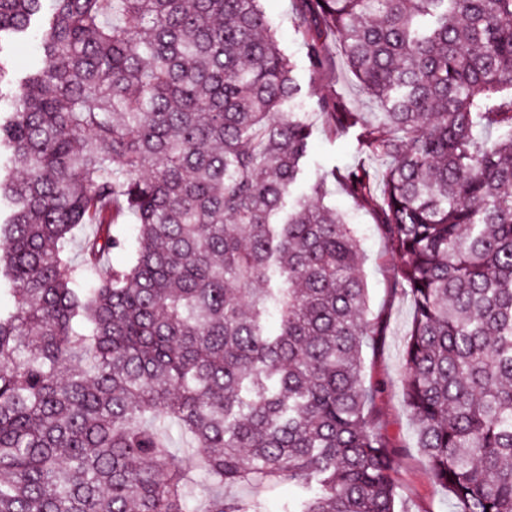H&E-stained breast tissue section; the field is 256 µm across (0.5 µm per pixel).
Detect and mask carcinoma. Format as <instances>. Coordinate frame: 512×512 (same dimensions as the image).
Returning a JSON list of instances; mask_svg holds the SVG:
<instances>
[{"label": "carcinoma", "mask_w": 512, "mask_h": 512, "mask_svg": "<svg viewBox=\"0 0 512 512\" xmlns=\"http://www.w3.org/2000/svg\"><path fill=\"white\" fill-rule=\"evenodd\" d=\"M301 2L310 65L335 48L382 119L314 112L387 167L286 211L314 124L260 0H0V42L39 38L0 114V512H268L280 482L279 512H398L387 326L330 180L412 300L431 480L512 512V0Z\"/></svg>", "instance_id": "cac0c4a2"}]
</instances>
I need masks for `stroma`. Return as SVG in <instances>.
<instances>
[{
	"label": "stroma",
	"instance_id": "1",
	"mask_svg": "<svg viewBox=\"0 0 512 512\" xmlns=\"http://www.w3.org/2000/svg\"><path fill=\"white\" fill-rule=\"evenodd\" d=\"M262 8L280 44L292 57L293 75L303 93L313 94L330 84L354 111L378 114L377 105L361 95L340 56H333L327 71L310 67L300 49L296 27L297 0H262ZM361 135L362 130L358 127L338 139L326 132H317L304 163V177L296 187L297 193L307 192L320 175L335 166L342 167L362 159L371 169H382L383 160L361 158ZM331 202L339 212L349 214L351 223L358 228L364 255L360 274L367 284L370 312L372 316L385 319L388 325L380 348L366 351L365 369L367 381H384L386 391L379 403L381 419L388 435L406 449L393 474L402 507L404 512H448L443 492L429 478L426 461L416 446L414 429L403 403L404 345L413 317L412 305L406 296L390 290L392 260L372 212L352 210L350 200L340 193L333 196Z\"/></svg>",
	"mask_w": 512,
	"mask_h": 512
}]
</instances>
